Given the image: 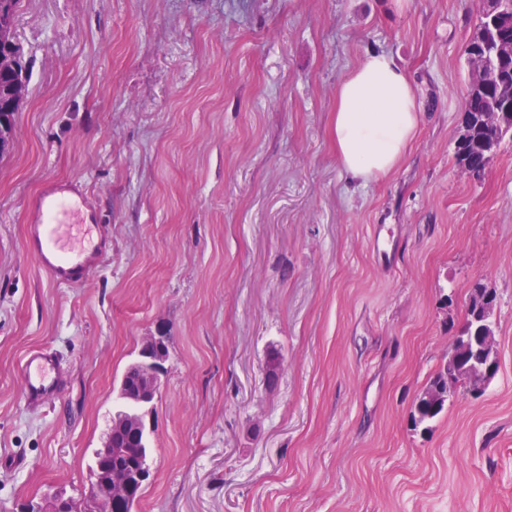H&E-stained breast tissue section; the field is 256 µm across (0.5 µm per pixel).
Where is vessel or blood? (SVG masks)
Returning <instances> with one entry per match:
<instances>
[{
    "mask_svg": "<svg viewBox=\"0 0 512 512\" xmlns=\"http://www.w3.org/2000/svg\"><path fill=\"white\" fill-rule=\"evenodd\" d=\"M87 210L80 190L62 181L46 183L32 203L24 247L55 285L82 282L112 249L103 225L84 223ZM21 370L24 399L33 408L58 397L70 382L57 352L47 348L27 352Z\"/></svg>",
    "mask_w": 512,
    "mask_h": 512,
    "instance_id": "b4317fda",
    "label": "vessel or blood"
}]
</instances>
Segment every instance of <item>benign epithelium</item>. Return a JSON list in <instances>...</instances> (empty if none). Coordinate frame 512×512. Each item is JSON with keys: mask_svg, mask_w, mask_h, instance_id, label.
<instances>
[{"mask_svg": "<svg viewBox=\"0 0 512 512\" xmlns=\"http://www.w3.org/2000/svg\"><path fill=\"white\" fill-rule=\"evenodd\" d=\"M481 8L488 17L487 29L480 32V39L489 46L485 54L497 57L499 68L507 70L499 89L497 112L499 118L507 124L512 121V0H485ZM472 325L473 328L465 330L463 335L456 338L448 353V385L463 380L469 384L471 394L479 396L493 378L498 363L497 347L493 341L494 304L490 301L488 291L483 288L475 292ZM163 362L162 358L147 355L138 363L139 386L130 391V395L139 404L147 405L157 395L161 386ZM140 426L142 419L139 415L122 413L115 416L96 457L116 452L112 434ZM148 477L149 472L145 469L135 474L120 469L104 475L98 474L95 476L91 502L103 506L104 512H112V497L118 494L132 496Z\"/></svg>", "mask_w": 512, "mask_h": 512, "instance_id": "benign-epithelium-1", "label": "benign epithelium"}]
</instances>
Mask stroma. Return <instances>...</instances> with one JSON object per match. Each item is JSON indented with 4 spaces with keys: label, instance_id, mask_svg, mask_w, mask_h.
Returning a JSON list of instances; mask_svg holds the SVG:
<instances>
[{
    "label": "stroma",
    "instance_id": "35a3bbf8",
    "mask_svg": "<svg viewBox=\"0 0 512 512\" xmlns=\"http://www.w3.org/2000/svg\"><path fill=\"white\" fill-rule=\"evenodd\" d=\"M476 22L474 0H22L30 81L0 158V512L54 490L84 507L113 385L159 335L137 512H512V136L479 180L454 156ZM373 49L413 82L421 125L396 170L358 185L331 123ZM52 180L112 237L68 288L23 247ZM478 282L496 292L498 370L416 422ZM39 345L71 382L35 409L21 359Z\"/></svg>",
    "mask_w": 512,
    "mask_h": 512
}]
</instances>
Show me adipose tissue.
Returning <instances> with one entry per match:
<instances>
[{
	"instance_id": "ef3b65f1",
	"label": "adipose tissue",
	"mask_w": 512,
	"mask_h": 512,
	"mask_svg": "<svg viewBox=\"0 0 512 512\" xmlns=\"http://www.w3.org/2000/svg\"><path fill=\"white\" fill-rule=\"evenodd\" d=\"M416 90L395 57L365 53L336 90L333 132L339 165L352 181L391 173L420 127Z\"/></svg>"
}]
</instances>
